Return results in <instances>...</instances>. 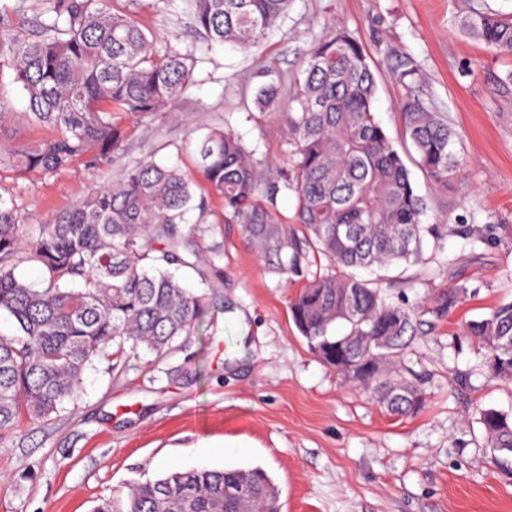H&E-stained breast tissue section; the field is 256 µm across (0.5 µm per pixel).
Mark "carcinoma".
<instances>
[{
  "instance_id": "carcinoma-1",
  "label": "carcinoma",
  "mask_w": 512,
  "mask_h": 512,
  "mask_svg": "<svg viewBox=\"0 0 512 512\" xmlns=\"http://www.w3.org/2000/svg\"><path fill=\"white\" fill-rule=\"evenodd\" d=\"M47 19L26 37L13 36L0 13V56H10L13 82L27 107L21 119L52 134L9 150L0 145V168L52 174L77 160L98 165L125 151V129L113 113L143 115L178 100L194 82L197 60L189 51L157 47L132 15L112 12L111 0H43ZM290 0H194L195 27L211 44L246 51L285 13ZM459 27L504 55H512V14L469 9ZM417 66L400 60L394 77L414 79ZM377 79L362 45L338 28L311 49L294 81L286 113L292 133L289 173L254 159L239 138L221 127L190 139L224 213L243 225L246 238L269 268L283 275L308 273L324 255L331 269L306 281L290 303L292 319L316 356L359 384L388 412L420 409L421 378L404 352L418 312L388 303L383 277L364 279L359 269L382 270L419 258L428 208L402 154L375 117ZM280 97L273 84L258 89L267 108ZM403 139L415 163L446 190L459 170L454 130L417 96L402 102ZM297 198L295 231L274 203L282 190ZM192 181L180 169L147 160L114 183L94 188L39 224H26L0 194V311L20 335L0 337V429L47 419L75 397L84 369L112 346L130 342L162 353L201 314V299L169 272L187 266L192 243L180 225L203 211ZM28 242V258L43 270L35 288L15 274L14 257ZM463 289L437 300L448 312ZM342 324L341 332L334 331ZM468 333L487 350L496 378L512 379V302H505ZM495 461L512 472V414L479 411ZM95 512H279L278 489L259 467L174 470L131 490L126 507L109 501Z\"/></svg>"
}]
</instances>
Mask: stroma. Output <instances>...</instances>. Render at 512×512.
Wrapping results in <instances>:
<instances>
[{
	"instance_id": "obj_1",
	"label": "stroma",
	"mask_w": 512,
	"mask_h": 512,
	"mask_svg": "<svg viewBox=\"0 0 512 512\" xmlns=\"http://www.w3.org/2000/svg\"><path fill=\"white\" fill-rule=\"evenodd\" d=\"M512 12V0H290L250 51L210 45L195 31L190 0H112L162 47L192 51L195 84L142 117L116 113L127 132L121 159L79 160L51 175L0 169V187L36 224L147 159L194 182L208 209L184 225L219 277L178 271L204 312L164 353L124 344L95 358L78 395L50 420L0 430V512H92L124 504L134 483L176 469L261 467L279 488L281 512H512V476L496 464L479 409L512 413V383L493 378L470 321L512 301V56L457 30L466 5ZM346 28L377 76L375 113L403 149L405 88L392 73L414 58L415 93L456 131L462 165L448 189L412 176L443 227L417 261L389 273L388 301L418 307L406 351L424 378V406L390 415L359 386L323 365L294 325L289 302L301 278L269 270L198 170L190 137L233 130L274 169L286 168L292 136L282 108L258 110L263 83L290 88L305 55ZM465 293L445 316L435 300Z\"/></svg>"
}]
</instances>
